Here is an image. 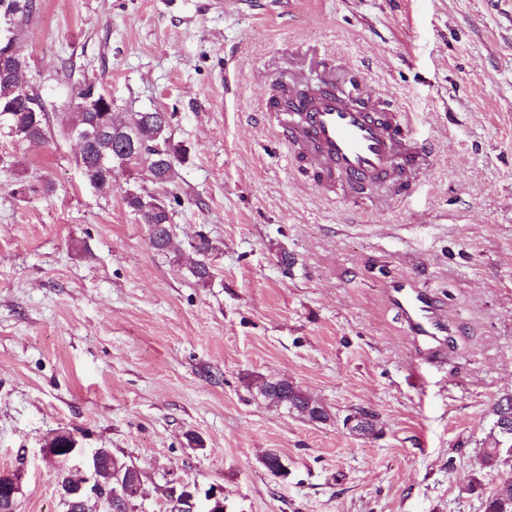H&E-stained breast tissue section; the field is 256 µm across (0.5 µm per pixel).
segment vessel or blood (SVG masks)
<instances>
[{"label":"vessel or blood","instance_id":"vessel-or-blood-1","mask_svg":"<svg viewBox=\"0 0 512 512\" xmlns=\"http://www.w3.org/2000/svg\"><path fill=\"white\" fill-rule=\"evenodd\" d=\"M278 124L324 191L339 185L352 193L379 181L389 196L406 198L412 184L403 173L419 170L426 155L412 132L411 114L383 111L374 97L360 107L327 89L310 99L292 94ZM390 300L427 357L439 355L449 330L431 294L399 284L391 289Z\"/></svg>","mask_w":512,"mask_h":512}]
</instances>
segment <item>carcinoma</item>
I'll list each match as a JSON object with an SVG mask.
<instances>
[{
    "label": "carcinoma",
    "mask_w": 512,
    "mask_h": 512,
    "mask_svg": "<svg viewBox=\"0 0 512 512\" xmlns=\"http://www.w3.org/2000/svg\"><path fill=\"white\" fill-rule=\"evenodd\" d=\"M35 9V0H0V15L10 13L9 29L0 34V52H9L12 67L0 69V132L6 131L20 141L30 145H41L47 140L49 118L38 94L18 81L17 72L26 66L20 52L19 40L22 23ZM92 97L101 103L95 112H85L81 101ZM72 119L62 124V129L88 130L92 133L89 151L79 157L84 179L99 190L112 187L111 177L98 166L104 157L120 168H135L147 165L156 173L158 182L167 184L174 179L176 165L182 161L180 150L171 142L169 135L172 116L166 112H115L112 98L101 92L90 81L80 82L73 91ZM135 142L139 150L124 152V147ZM165 148L159 155L154 145ZM149 194L142 191H127L124 201L141 224L155 231L150 237L153 249L164 252L168 249L169 235L166 229L172 223V212L168 205L154 209L145 205ZM199 259L190 268L192 276L202 285L208 283L212 271L207 257L212 250L208 239L201 236L194 245ZM256 394L267 405L284 408L310 421L327 418L326 409L306 391L286 379H262L255 383ZM495 421L489 433L490 443L482 449V467L494 470L512 460V435L502 433L505 420L512 421V393L500 396L494 404ZM485 512H512V487L504 491L495 489L485 501Z\"/></svg>",
    "instance_id": "obj_1"
}]
</instances>
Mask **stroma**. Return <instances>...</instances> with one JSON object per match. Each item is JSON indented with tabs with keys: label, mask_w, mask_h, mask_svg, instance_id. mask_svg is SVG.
Instances as JSON below:
<instances>
[{
	"label": "stroma",
	"mask_w": 512,
	"mask_h": 512,
	"mask_svg": "<svg viewBox=\"0 0 512 512\" xmlns=\"http://www.w3.org/2000/svg\"><path fill=\"white\" fill-rule=\"evenodd\" d=\"M26 86L51 131L0 136V471L15 512H66L46 440L75 434L143 473L222 490L226 512H484L512 468L482 470L512 392V0H36ZM411 113L426 159L408 199L312 186L269 100L283 82ZM117 112L171 113L172 183L118 169L91 187L59 115L80 80ZM170 201L154 251L124 202ZM213 276L189 268L198 235ZM435 298L451 333L421 358L390 285ZM297 383L311 422L257 397ZM377 417L363 436L348 419ZM276 452L288 469L263 464ZM23 474L21 471L0 473V506L12 504L20 492Z\"/></svg>",
	"instance_id": "1"
}]
</instances>
